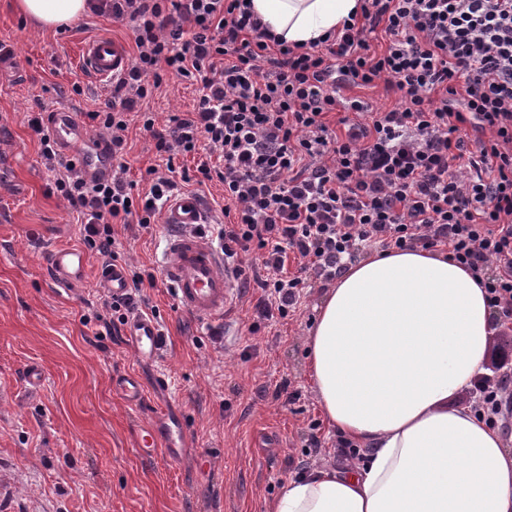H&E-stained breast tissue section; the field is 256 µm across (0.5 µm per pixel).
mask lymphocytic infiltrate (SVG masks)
Instances as JSON below:
<instances>
[{
	"mask_svg": "<svg viewBox=\"0 0 512 512\" xmlns=\"http://www.w3.org/2000/svg\"><path fill=\"white\" fill-rule=\"evenodd\" d=\"M90 10L130 20L136 47L106 109L87 114L107 138L110 177L62 159L42 115L28 126L103 265L119 258L113 223L150 228L177 182L216 181L230 220L210 233L236 276L249 254L261 257L264 318L287 317L305 289L332 282L357 255L420 247L470 270L497 326L512 324V0H361L335 34L292 47L249 0H91ZM166 73L199 84L200 96L158 131L138 107ZM380 85L396 94L392 107L357 95ZM135 118L168 159L148 168L145 191L124 159ZM193 154V170L173 180L174 160ZM156 285L132 272L126 295L104 302L106 335ZM497 371L475 382L470 407L511 436L512 349Z\"/></svg>",
	"mask_w": 512,
	"mask_h": 512,
	"instance_id": "obj_1",
	"label": "lymphocytic infiltrate"
}]
</instances>
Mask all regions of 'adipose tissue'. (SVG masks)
I'll return each mask as SVG.
<instances>
[{
	"mask_svg": "<svg viewBox=\"0 0 512 512\" xmlns=\"http://www.w3.org/2000/svg\"><path fill=\"white\" fill-rule=\"evenodd\" d=\"M358 0H252L275 34L310 43ZM48 30L87 0H15ZM493 309L464 267L420 248L349 264L306 340L318 403L362 457L287 480L272 512H512V452L449 401L482 373Z\"/></svg>",
	"mask_w": 512,
	"mask_h": 512,
	"instance_id": "adipose-tissue-1",
	"label": "adipose tissue"
}]
</instances>
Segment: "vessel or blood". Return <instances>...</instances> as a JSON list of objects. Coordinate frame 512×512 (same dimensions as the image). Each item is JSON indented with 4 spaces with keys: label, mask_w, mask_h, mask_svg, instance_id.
Wrapping results in <instances>:
<instances>
[{
    "label": "vessel or blood",
    "mask_w": 512,
    "mask_h": 512,
    "mask_svg": "<svg viewBox=\"0 0 512 512\" xmlns=\"http://www.w3.org/2000/svg\"><path fill=\"white\" fill-rule=\"evenodd\" d=\"M80 58L85 69L104 82L120 76L130 64L126 44L108 37L84 41L80 47ZM46 124L62 156H80L91 176L110 171L112 161L103 150L81 152V145L90 142L91 135L80 113L61 108L47 115ZM207 221L205 205L194 193L173 196L163 208L162 222L170 230L166 239L165 275L179 307L204 326L223 319L234 300V276L223 254L206 235L194 231L195 225ZM88 265L86 253L72 246L56 247L47 256L48 274L54 285L64 290L84 282ZM99 287L107 295L123 296L127 291L123 267L111 265L102 268ZM125 336L129 349L138 360H159L162 336L152 316L140 313L130 316L125 325ZM112 388L134 406L144 398L142 382L134 375L114 379ZM162 437L167 440L164 448L169 457H178L186 448V430L179 415L165 414L148 422L138 443L140 451L151 454Z\"/></svg>",
    "instance_id": "obj_1"
}]
</instances>
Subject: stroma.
Listing matches in <instances>:
<instances>
[{"mask_svg":"<svg viewBox=\"0 0 512 512\" xmlns=\"http://www.w3.org/2000/svg\"><path fill=\"white\" fill-rule=\"evenodd\" d=\"M104 34L132 43L133 24L89 14L66 32L44 33L0 0V42L13 50L0 62V484L9 490L0 512H269L299 469L341 460L306 358L323 288L310 289L294 315L269 320L258 313L261 289H239L226 321L201 326L162 277L165 225H116L121 265L159 278L146 295L164 331L162 356L144 364L123 336L99 333L107 313L100 259L91 258L72 291L47 276V253L82 241L28 121L110 99V85L77 61L79 43ZM76 83L82 95L73 94ZM195 97L187 81L164 77L149 101L157 126ZM32 363L43 370L34 392L24 378ZM126 374L145 384L140 407L112 391L113 378ZM168 409L182 416L192 445L175 460L146 456L138 435ZM314 420L321 426L313 432ZM313 436L323 444L317 459L307 453Z\"/></svg>","mask_w":512,"mask_h":512,"instance_id":"35a3bbf8","label":"stroma"}]
</instances>
